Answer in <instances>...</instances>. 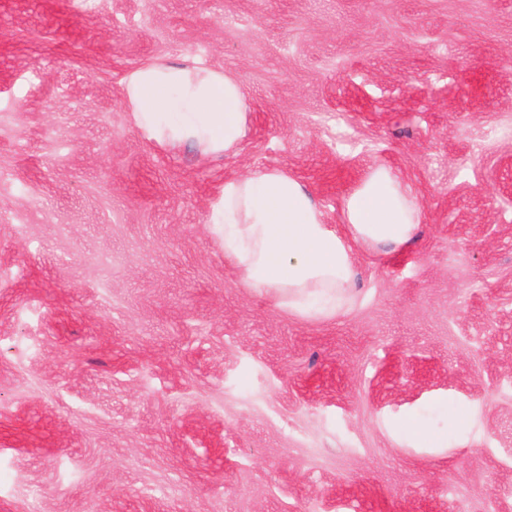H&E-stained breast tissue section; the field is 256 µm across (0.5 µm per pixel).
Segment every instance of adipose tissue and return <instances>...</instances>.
<instances>
[{"label": "adipose tissue", "mask_w": 512, "mask_h": 512, "mask_svg": "<svg viewBox=\"0 0 512 512\" xmlns=\"http://www.w3.org/2000/svg\"><path fill=\"white\" fill-rule=\"evenodd\" d=\"M127 98L140 127L162 142L194 141L210 152H236L246 122L239 79L204 68L153 64L134 71ZM345 233L325 223L310 192L280 169H257L224 183L212 232L242 284L288 300L307 314L328 312L351 288L354 248L400 249L423 219L412 187L379 166L346 198Z\"/></svg>", "instance_id": "1"}]
</instances>
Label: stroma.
<instances>
[{"label": "stroma", "instance_id": "obj_1", "mask_svg": "<svg viewBox=\"0 0 512 512\" xmlns=\"http://www.w3.org/2000/svg\"><path fill=\"white\" fill-rule=\"evenodd\" d=\"M236 75L235 154L126 79ZM410 246L309 316L240 284L226 179L327 224L375 167ZM416 417L431 444L399 425ZM512 512V0H0V512Z\"/></svg>", "mask_w": 512, "mask_h": 512}]
</instances>
